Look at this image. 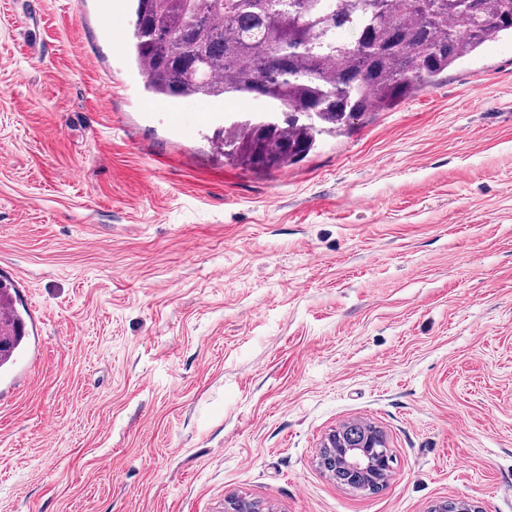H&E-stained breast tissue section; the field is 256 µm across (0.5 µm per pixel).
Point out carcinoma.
Returning a JSON list of instances; mask_svg holds the SVG:
<instances>
[{
    "label": "carcinoma",
    "mask_w": 512,
    "mask_h": 512,
    "mask_svg": "<svg viewBox=\"0 0 512 512\" xmlns=\"http://www.w3.org/2000/svg\"><path fill=\"white\" fill-rule=\"evenodd\" d=\"M134 2L133 63L154 95L264 104L224 127L228 155L251 169L297 162L512 35V0ZM13 290L0 280V374L26 339Z\"/></svg>",
    "instance_id": "1"
}]
</instances>
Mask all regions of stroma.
<instances>
[{
    "label": "stroma",
    "mask_w": 512,
    "mask_h": 512,
    "mask_svg": "<svg viewBox=\"0 0 512 512\" xmlns=\"http://www.w3.org/2000/svg\"><path fill=\"white\" fill-rule=\"evenodd\" d=\"M132 0H0V512H512V37L301 161L225 159ZM380 428L387 484L319 465ZM11 291L14 292L13 285L0 280V318H3L0 341L4 340V347L0 348V374L10 368L26 339L25 320L18 310L12 309ZM9 308L10 311L2 312V309Z\"/></svg>",
    "instance_id": "35a3bbf8"
}]
</instances>
